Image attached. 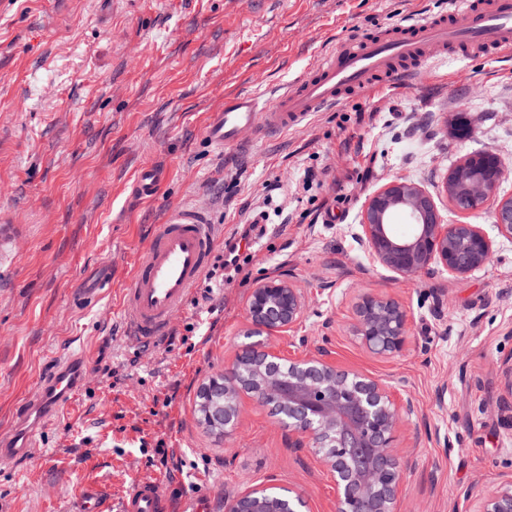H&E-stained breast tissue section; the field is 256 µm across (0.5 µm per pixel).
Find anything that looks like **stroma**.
Masks as SVG:
<instances>
[{
    "label": "stroma",
    "instance_id": "1",
    "mask_svg": "<svg viewBox=\"0 0 512 512\" xmlns=\"http://www.w3.org/2000/svg\"><path fill=\"white\" fill-rule=\"evenodd\" d=\"M448 0H0V434L54 360L81 358L85 382L30 431L37 452L0 459V512H74L101 490L119 512L137 480H156L170 512L205 493L209 512L264 483L301 493L307 512H336L326 471L290 446L249 395L226 433L198 421V390L231 366L247 300L269 277L306 299L273 340L291 361L324 346L339 367L392 385L415 413L395 445L404 464L398 512H472L512 480V416L502 411L512 363V241L489 209L464 215L446 175L497 151L498 193L512 197V54L454 50L372 86L287 132L251 134L218 152L207 116L230 93L277 97L337 41L421 20ZM164 173L143 198L147 166ZM404 178L443 223L483 225L494 258L463 277L434 267L393 279L355 233L366 200ZM205 211L220 239L266 212L245 272L223 250L170 335L126 337L122 290L168 214ZM341 222L325 223L329 209ZM398 301L405 350L370 354L352 333L361 295Z\"/></svg>",
    "mask_w": 512,
    "mask_h": 512
}]
</instances>
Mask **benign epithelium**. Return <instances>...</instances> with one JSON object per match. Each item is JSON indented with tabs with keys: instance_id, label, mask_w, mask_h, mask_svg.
Instances as JSON below:
<instances>
[{
	"instance_id": "obj_1",
	"label": "benign epithelium",
	"mask_w": 512,
	"mask_h": 512,
	"mask_svg": "<svg viewBox=\"0 0 512 512\" xmlns=\"http://www.w3.org/2000/svg\"><path fill=\"white\" fill-rule=\"evenodd\" d=\"M482 158L487 174L461 181L452 172L445 195L463 214L490 205L498 235L512 240V198L496 194L501 157L486 151ZM396 213L411 224L408 234L394 230ZM356 239L374 264L404 279L432 266L467 276L484 268L494 252L482 225L442 223L432 196L406 180H394L368 199ZM304 308L303 295L285 279L271 278L254 288L246 337L255 341L240 346L224 374L202 384L201 422L215 430L235 426L244 393L272 405L294 446L308 449L336 485V512H396L404 467L395 433L413 414V405L395 399L392 387L377 379L337 368L322 346L282 365L270 340L300 322ZM409 326L407 311L394 300L366 295L356 306L354 334L375 355L402 353ZM275 490L271 484L252 488L227 504L226 512H304L302 495L275 499ZM476 512H512V482L486 491Z\"/></svg>"
}]
</instances>
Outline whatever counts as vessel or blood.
<instances>
[{
  "label": "vessel or blood",
  "mask_w": 512,
  "mask_h": 512,
  "mask_svg": "<svg viewBox=\"0 0 512 512\" xmlns=\"http://www.w3.org/2000/svg\"><path fill=\"white\" fill-rule=\"evenodd\" d=\"M445 15L408 24L398 30L367 33L340 40L304 78L290 84L274 101L249 94H231L208 115L205 139L223 150L240 143L244 134L262 128L287 131L309 116L336 107L373 83L414 71L417 64L449 48L462 47L488 56L512 51V0H452ZM216 243L215 227L204 212L180 210L150 238L146 258L126 288L121 312L131 342L157 339L170 327L194 286L209 269ZM81 381L76 361L58 364L35 399L18 411L20 426L44 419L48 410L70 400ZM31 443L17 435L0 437V457L27 458ZM158 483L137 481L122 502L121 512H166Z\"/></svg>",
  "instance_id": "vessel-or-blood-1"
}]
</instances>
